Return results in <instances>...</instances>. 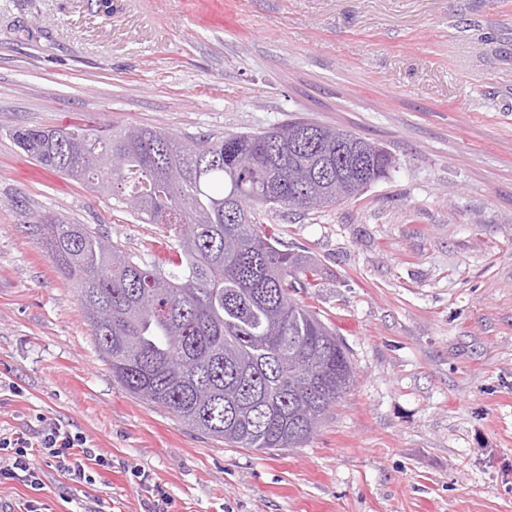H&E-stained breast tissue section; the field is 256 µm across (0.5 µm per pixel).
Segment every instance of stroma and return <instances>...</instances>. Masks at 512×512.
<instances>
[{
	"mask_svg": "<svg viewBox=\"0 0 512 512\" xmlns=\"http://www.w3.org/2000/svg\"><path fill=\"white\" fill-rule=\"evenodd\" d=\"M100 2L0 0V429L62 422L112 458L92 485L45 468L47 512H149L158 489L168 512H512V0ZM295 117L396 168L319 213L259 210L321 268L308 303L355 381L302 447L235 448L113 379L35 226L89 224L149 263L171 240L12 132Z\"/></svg>",
	"mask_w": 512,
	"mask_h": 512,
	"instance_id": "stroma-1",
	"label": "stroma"
}]
</instances>
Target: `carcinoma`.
I'll list each match as a JSON object with an SVG mask.
<instances>
[{"label": "carcinoma", "mask_w": 512, "mask_h": 512, "mask_svg": "<svg viewBox=\"0 0 512 512\" xmlns=\"http://www.w3.org/2000/svg\"><path fill=\"white\" fill-rule=\"evenodd\" d=\"M18 147L160 224L172 269L110 244L90 224L36 225L46 253L74 281L95 346L134 398L236 448H298L350 389L344 344L297 298L320 268L278 248L256 209L319 211L364 194L394 158L356 133L310 120L274 131L186 143L160 127H18ZM285 173L269 197L266 166ZM169 167L176 181L162 178Z\"/></svg>", "instance_id": "cac0c4a2"}]
</instances>
